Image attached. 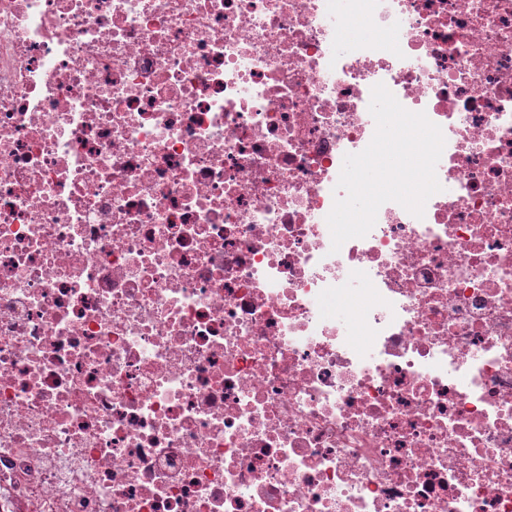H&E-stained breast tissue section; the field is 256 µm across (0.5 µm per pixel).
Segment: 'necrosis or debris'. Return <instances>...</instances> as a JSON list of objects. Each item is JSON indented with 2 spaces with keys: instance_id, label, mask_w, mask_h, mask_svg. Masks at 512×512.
<instances>
[{
  "instance_id": "obj_1",
  "label": "necrosis or debris",
  "mask_w": 512,
  "mask_h": 512,
  "mask_svg": "<svg viewBox=\"0 0 512 512\" xmlns=\"http://www.w3.org/2000/svg\"><path fill=\"white\" fill-rule=\"evenodd\" d=\"M0 512H512V0H0Z\"/></svg>"
}]
</instances>
